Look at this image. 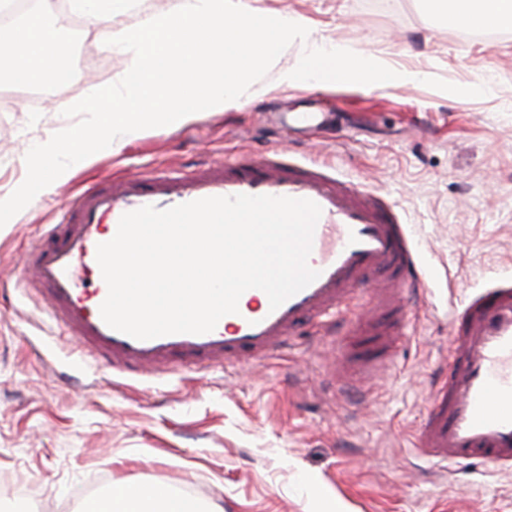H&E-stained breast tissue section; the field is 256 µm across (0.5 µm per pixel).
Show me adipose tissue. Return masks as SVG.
Instances as JSON below:
<instances>
[{"mask_svg":"<svg viewBox=\"0 0 512 512\" xmlns=\"http://www.w3.org/2000/svg\"><path fill=\"white\" fill-rule=\"evenodd\" d=\"M423 4L427 15L437 21H459L477 31L512 30V0H423ZM64 51L54 21L42 9L28 10L19 20L0 25V80L22 87L53 83L56 63ZM417 78V73L396 68L381 57L354 54L326 43L282 75L288 85L359 82L397 86ZM91 512H190V508L166 486L129 483L112 489Z\"/></svg>","mask_w":512,"mask_h":512,"instance_id":"1","label":"adipose tissue"}]
</instances>
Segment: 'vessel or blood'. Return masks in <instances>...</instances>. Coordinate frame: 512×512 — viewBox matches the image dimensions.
<instances>
[{
	"mask_svg": "<svg viewBox=\"0 0 512 512\" xmlns=\"http://www.w3.org/2000/svg\"><path fill=\"white\" fill-rule=\"evenodd\" d=\"M246 195L309 199L321 216L308 258L319 276L270 309L260 289L252 302L222 317L206 334L139 340L110 328L100 315L108 289L96 260L121 216L151 205L167 209L194 200ZM30 284L65 332L94 359L126 372L150 374L178 363L234 364L241 356H276L304 322L331 323L369 280L386 283L389 299L420 292L415 247L385 199L280 153L247 163L205 164L190 177L127 174L97 183L50 225L27 253ZM438 400L425 417L416 450L439 462L487 459L512 466V282L472 297L454 321L446 369L434 380Z\"/></svg>",
	"mask_w": 512,
	"mask_h": 512,
	"instance_id": "vessel-or-blood-1",
	"label": "vessel or blood"
}]
</instances>
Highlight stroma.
Segmentation results:
<instances>
[{"mask_svg": "<svg viewBox=\"0 0 512 512\" xmlns=\"http://www.w3.org/2000/svg\"><path fill=\"white\" fill-rule=\"evenodd\" d=\"M252 4L301 16L310 30L254 91L90 157L0 227V512L34 500L42 512H79L112 486L142 481L205 510L312 512V479L347 512H512V470L482 460L460 468L413 450L451 344L453 307L512 280V32L476 38L431 22L421 0ZM87 36L86 81L38 105L0 99V197L25 179L29 148L74 125L66 107L128 71L130 52L106 45L100 24ZM325 41L421 77L404 87L284 84L283 73ZM479 76V93L448 96V86ZM309 111L338 120L284 134L265 118ZM282 149L385 197L417 249L420 301L377 309L364 288L338 314L363 325L350 340L358 361L377 354L388 324L406 321L401 344L374 373L336 376L339 342L307 325L305 342L260 364L122 375L83 355L20 278L45 225L100 177L189 175L210 161ZM70 370L81 378L73 387L60 378Z\"/></svg>", "mask_w": 512, "mask_h": 512, "instance_id": "1", "label": "stroma"}]
</instances>
